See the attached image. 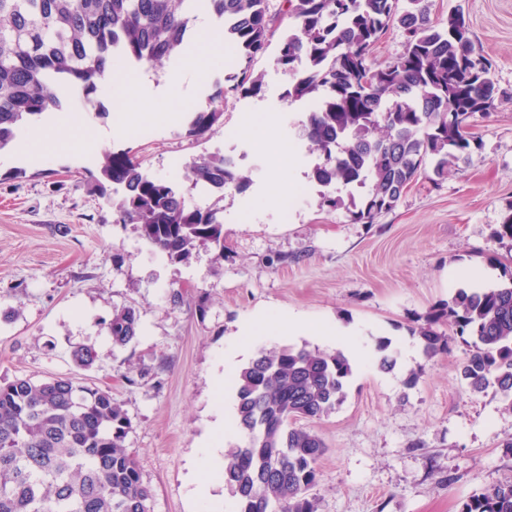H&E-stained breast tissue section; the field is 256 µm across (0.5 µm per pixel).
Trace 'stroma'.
Masks as SVG:
<instances>
[{
	"instance_id": "1",
	"label": "stroma",
	"mask_w": 512,
	"mask_h": 512,
	"mask_svg": "<svg viewBox=\"0 0 512 512\" xmlns=\"http://www.w3.org/2000/svg\"><path fill=\"white\" fill-rule=\"evenodd\" d=\"M431 3L437 22L463 14L505 96L469 119L477 146L466 163L440 179L422 172L376 223L354 218L366 188L312 180L322 156L303 131L308 106L283 99L290 77L272 49L256 63L264 93L229 98L203 135L190 122L224 81L216 60L208 83L180 75L177 123L109 135L113 108L100 90L73 108L83 132L103 134L93 157L61 146L43 162L21 163L0 152V383L70 376L111 389L132 423L125 446L152 490L151 512L232 504L224 486L206 505L191 489L224 401L215 373L239 325L259 313L273 330L258 342L265 349L329 350L317 336L276 335L285 314L356 337L345 402L310 425L328 446L310 491L317 512H459L469 496L512 483V411L495 390H467L457 371L468 351L462 338L428 359L412 334L459 288L454 270L475 268L493 282L512 268V238L498 235L512 216V0ZM246 112L275 113V133L294 151L299 178L287 204L268 200V160L238 130ZM204 152L234 156L252 179L244 193L224 192L223 251L201 246L185 262L155 255L95 191L103 155L134 156L182 185ZM328 198L338 206H325ZM128 305L140 313V332L116 348L103 323ZM382 340L397 359L390 372L376 364ZM80 344L98 353L90 369L72 360ZM415 369L417 383L406 385Z\"/></svg>"
}]
</instances>
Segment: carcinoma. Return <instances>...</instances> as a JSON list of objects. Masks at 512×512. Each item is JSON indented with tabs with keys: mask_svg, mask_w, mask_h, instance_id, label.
<instances>
[{
	"mask_svg": "<svg viewBox=\"0 0 512 512\" xmlns=\"http://www.w3.org/2000/svg\"><path fill=\"white\" fill-rule=\"evenodd\" d=\"M235 49L236 71L212 106L194 114L202 134L217 123L230 96L257 95L264 73L255 60L277 40L276 64L291 77L283 98L311 106L304 131L323 156L312 170L319 184L368 186L355 219L373 224L432 164L435 176L468 158L475 144L467 120L500 95L476 64L478 49L465 19L431 18L429 0H0V151L49 110L61 109L54 81L91 101L120 66H157L179 57L199 17ZM287 17L295 25L280 33ZM398 24L405 48L392 64L371 59L384 31ZM102 176L121 186L112 201L116 222L170 259L188 261L210 244L224 255L221 210L188 206L174 182L142 170L125 156H107ZM190 187L224 194L246 191L250 175L224 157L193 158ZM448 320L468 337L459 364L473 394L494 387L512 410V270L488 288H460L412 329L428 357L448 350L432 325ZM139 312L124 306L105 323L115 347L139 334ZM86 369L88 345L73 352ZM353 366L341 352L282 346L261 349L235 378L236 426L248 444L224 454V486L239 512H317L308 491L319 479L327 448L299 420L320 421L344 402ZM131 420L112 392L72 377H17L0 384V512H148L151 489L124 445ZM460 512H512V484L493 485L463 501Z\"/></svg>",
	"mask_w": 512,
	"mask_h": 512,
	"instance_id": "carcinoma-1",
	"label": "carcinoma"
}]
</instances>
